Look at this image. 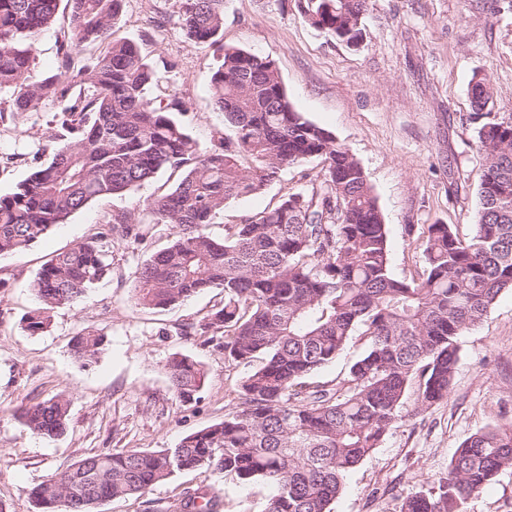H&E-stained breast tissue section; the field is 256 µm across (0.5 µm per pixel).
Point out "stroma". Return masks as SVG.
Masks as SVG:
<instances>
[{"instance_id":"35a3bbf8","label":"stroma","mask_w":512,"mask_h":512,"mask_svg":"<svg viewBox=\"0 0 512 512\" xmlns=\"http://www.w3.org/2000/svg\"><path fill=\"white\" fill-rule=\"evenodd\" d=\"M173 3L126 0L113 35L161 63L159 94L186 104L179 119L205 149L224 129L208 87L217 57L212 46L185 36ZM362 24V42L349 48L313 28L299 0H224L225 44L274 60L294 108L360 162L389 229L392 272L409 279L423 269L429 225H451L464 240L473 233L483 155L471 120L470 81L479 75L491 84L490 119H512V0H367ZM52 116L48 109L0 125V194L28 175ZM321 169L317 159L288 166L261 194L228 203L212 235L223 237L225 225L309 188ZM167 179L163 172L131 194L97 200L24 255L0 259L6 282L0 288V504L6 512H35L30 488L89 454L174 447L238 403L246 366L225 358L211 335L183 333L220 306L221 291L162 312L135 301L136 267L177 238L174 225H158L142 242L115 243L105 281L76 305L56 309L47 332L23 328L36 304L29 283L40 267L101 231L112 212L157 193ZM85 328L107 338L89 366L69 352L71 338ZM458 343L448 399L420 411L416 393H408L403 422L347 474L333 512H397L402 497L436 484L465 438L512 423V291ZM177 354L206 370L195 402L181 403L169 389L166 364ZM55 396L70 402L68 426L58 438L39 437L16 418L18 407ZM201 484L219 497L220 512H264L271 494L263 483L185 472L140 500L108 501L98 512H182L183 492ZM467 512H512V470L470 499Z\"/></svg>"}]
</instances>
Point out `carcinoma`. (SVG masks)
<instances>
[{
    "label": "carcinoma",
    "instance_id": "carcinoma-1",
    "mask_svg": "<svg viewBox=\"0 0 512 512\" xmlns=\"http://www.w3.org/2000/svg\"><path fill=\"white\" fill-rule=\"evenodd\" d=\"M61 0H0V93H11L0 123L54 105L42 133L69 141L0 195V256H20L50 229L106 196H122L161 171L177 175L165 193L135 213L113 212L106 229L60 252L30 284L38 305L23 320L47 331L54 309L77 303L112 266V242L145 238L151 224H173L178 237L134 272L137 304L166 310L212 289L224 302L198 328L224 337V356L245 365L238 405L224 419L184 435L173 448L88 455L30 490L36 512H97L101 503L141 498L184 471L219 472L273 488L266 512H331L346 475L380 446L404 415L417 384V409L448 398L460 358L458 337L478 325L512 290V120L487 121L493 93L470 82L484 164L470 239L448 224L427 229L422 275L394 276L388 229L357 158L328 130L295 110L275 62L222 42L224 0H175L182 30L216 47L209 92L224 113V135L200 149L175 114L173 96H153L156 64L140 47L110 39L125 0H67L69 25L56 40L59 65L34 75V46L57 19ZM366 0H306L315 29L346 46L363 38ZM101 47L89 64L83 51ZM321 159V181L277 205L224 226H209L227 203L260 193L281 171ZM367 348L345 371L315 386L306 380L343 353L353 336ZM106 336L83 329L70 342L86 365ZM170 389L198 399L203 365L175 355ZM70 401L55 396L15 411L34 434L54 439L67 428ZM512 469V423L467 437L438 486L401 500L399 512H466L501 471ZM207 485L182 499L184 512H219Z\"/></svg>",
    "mask_w": 512,
    "mask_h": 512
}]
</instances>
